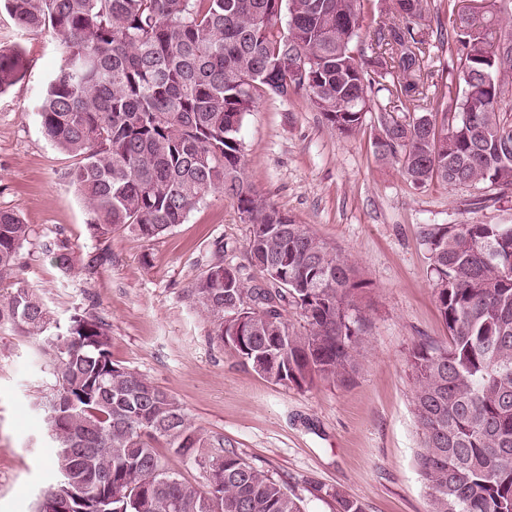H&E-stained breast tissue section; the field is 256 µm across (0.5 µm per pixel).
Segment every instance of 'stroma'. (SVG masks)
Segmentation results:
<instances>
[{
  "label": "stroma",
  "mask_w": 512,
  "mask_h": 512,
  "mask_svg": "<svg viewBox=\"0 0 512 512\" xmlns=\"http://www.w3.org/2000/svg\"><path fill=\"white\" fill-rule=\"evenodd\" d=\"M0 47L27 68L0 93V208L31 233L22 276L66 322L87 312L109 324L112 357L164 388L205 438L223 439L251 465L283 482L304 512H341L339 498L366 512H428L415 466L420 429L409 355L423 339L447 342L427 276L424 224H511L512 203L487 184H411L372 144L377 112L358 133L328 128L305 93L258 98L239 137L253 186L296 223L351 257L365 281L357 370L345 381L298 388L267 381L213 335V321L188 295L223 250L247 285L260 270L246 253L248 226L236 203L216 193L168 233L92 234L69 180L74 158L42 134L35 105L62 51L51 32L20 29L0 8ZM68 253L70 268L54 255ZM40 337L0 325V512H35L56 484L55 454L39 403L54 378Z\"/></svg>",
  "instance_id": "obj_1"
}]
</instances>
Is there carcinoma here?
<instances>
[{
    "instance_id": "obj_1",
    "label": "carcinoma",
    "mask_w": 512,
    "mask_h": 512,
    "mask_svg": "<svg viewBox=\"0 0 512 512\" xmlns=\"http://www.w3.org/2000/svg\"><path fill=\"white\" fill-rule=\"evenodd\" d=\"M363 0H3L26 31L52 30L64 60L38 105L45 138L77 163L71 183L97 236L128 230L156 238L208 196L221 192L249 224L247 254L264 276L244 285L223 250L190 296L212 316L215 337L266 380L299 388L343 380L356 368L365 282L355 263L307 224H297L254 188L238 133L255 94L304 92L339 135L361 130L387 94L417 109L429 95L422 72L435 45L420 20L429 0H391L405 21L370 37L368 58L353 42ZM486 22H461L456 111L434 108L402 123L381 109L377 157L396 161L412 184L488 182L512 191V0ZM287 20H282V17ZM315 66L302 82L288 59ZM26 69L0 48V92ZM496 80L485 82L481 73ZM30 227L0 208V324L43 337L54 384L45 403L54 465L78 489L46 491L37 512H304L285 484L233 450L200 462L206 489L171 471L159 448L197 459L203 437L164 389L112 358L107 324L75 313L64 326L27 287L20 251ZM428 274L448 344L419 342L410 353L413 406L421 430L416 469L429 512H512V224H425ZM306 319L303 333L288 307Z\"/></svg>"
}]
</instances>
